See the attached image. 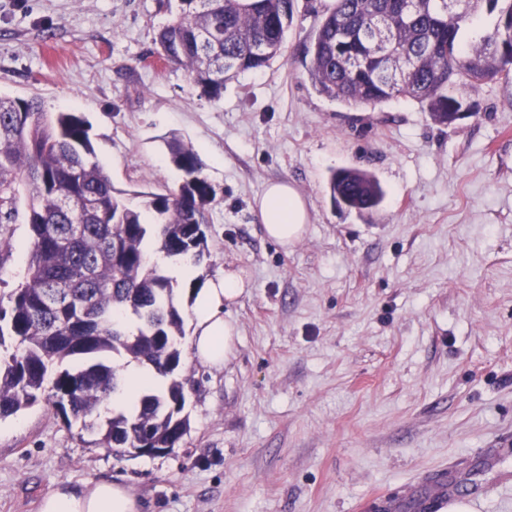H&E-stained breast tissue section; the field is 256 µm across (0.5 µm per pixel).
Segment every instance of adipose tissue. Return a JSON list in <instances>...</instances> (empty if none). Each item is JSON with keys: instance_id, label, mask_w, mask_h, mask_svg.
<instances>
[{"instance_id": "adipose-tissue-1", "label": "adipose tissue", "mask_w": 512, "mask_h": 512, "mask_svg": "<svg viewBox=\"0 0 512 512\" xmlns=\"http://www.w3.org/2000/svg\"><path fill=\"white\" fill-rule=\"evenodd\" d=\"M256 217L267 239L287 247L299 240L309 222L306 199L288 183H268L255 201ZM175 276L195 280L187 305L193 334L189 339L193 359L220 367L235 349L238 335L235 322L224 312L244 292L246 283L234 271L224 276L196 281L195 271L176 268ZM39 512H140V504L124 485L107 480H87L79 484L58 482L42 497Z\"/></svg>"}]
</instances>
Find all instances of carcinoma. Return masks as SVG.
<instances>
[{"label": "carcinoma", "mask_w": 512, "mask_h": 512, "mask_svg": "<svg viewBox=\"0 0 512 512\" xmlns=\"http://www.w3.org/2000/svg\"><path fill=\"white\" fill-rule=\"evenodd\" d=\"M294 0H180L158 32V58L184 69L200 96L282 55ZM512 0H332L306 47L314 89L347 106L418 103L440 125L464 107L463 93L512 83ZM181 182L163 193L118 190L96 160L90 124L48 112L37 99L0 97V252L20 192L31 239L23 280L0 295V420L43 400L66 423L81 421L89 444L123 456L177 448L189 431L182 377L184 319L174 288L149 261L151 237L169 258L210 257L209 205L216 190L197 153L166 141ZM333 201L371 210L385 192L361 169L332 172ZM167 379L143 393L133 413L104 420L100 406L121 389L112 356Z\"/></svg>", "instance_id": "cac0c4a2"}]
</instances>
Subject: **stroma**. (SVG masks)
Here are the masks:
<instances>
[{
    "mask_svg": "<svg viewBox=\"0 0 512 512\" xmlns=\"http://www.w3.org/2000/svg\"><path fill=\"white\" fill-rule=\"evenodd\" d=\"M330 2L295 0L282 57L212 102L153 55L177 0H0V96L81 113L119 190L177 185L166 142L192 146L217 191L196 272L251 282L224 367L183 359L178 448L120 458L40 403L0 420V512L88 479L129 487L142 512H419L447 469L443 512H512V84L469 92L450 126L411 101L329 100L305 47ZM342 168L376 176L378 208L333 202ZM272 181L308 203L286 250L253 211ZM10 229L4 295L28 259L24 217Z\"/></svg>",
    "mask_w": 512,
    "mask_h": 512,
    "instance_id": "obj_1",
    "label": "stroma"
}]
</instances>
